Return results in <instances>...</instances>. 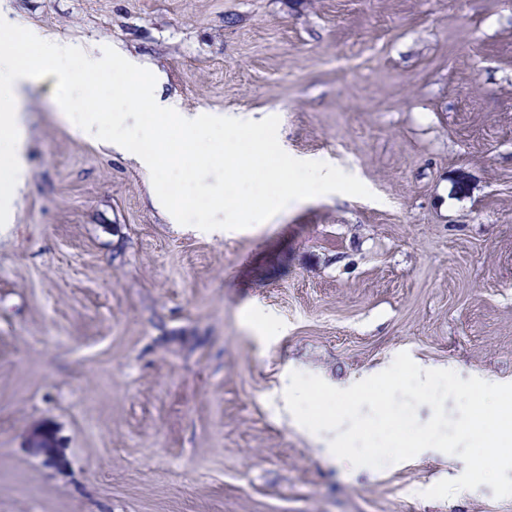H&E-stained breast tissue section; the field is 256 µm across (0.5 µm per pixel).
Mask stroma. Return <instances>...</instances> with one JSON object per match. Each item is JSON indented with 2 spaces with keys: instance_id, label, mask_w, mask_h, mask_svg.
Returning a JSON list of instances; mask_svg holds the SVG:
<instances>
[{
  "instance_id": "1",
  "label": "stroma",
  "mask_w": 512,
  "mask_h": 512,
  "mask_svg": "<svg viewBox=\"0 0 512 512\" xmlns=\"http://www.w3.org/2000/svg\"><path fill=\"white\" fill-rule=\"evenodd\" d=\"M0 6L137 58L187 110L278 117L286 153L372 193L172 224L32 80L0 233V512H512L488 486L425 497L438 457L345 468L280 409L291 372L338 387L402 352L512 383V0Z\"/></svg>"
}]
</instances>
